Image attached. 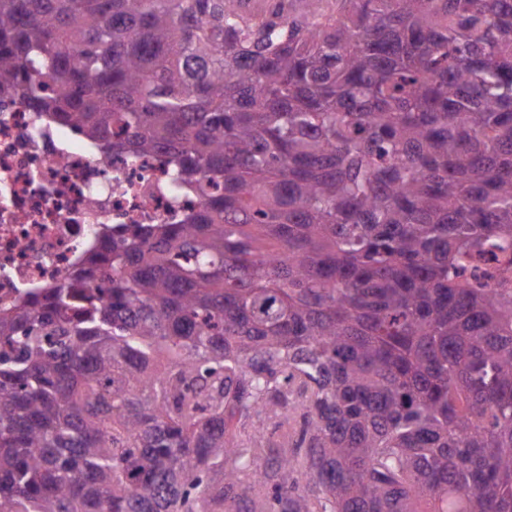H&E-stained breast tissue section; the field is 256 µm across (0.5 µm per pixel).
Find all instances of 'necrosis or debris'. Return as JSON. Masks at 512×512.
Segmentation results:
<instances>
[{"instance_id":"4bbe7bcc","label":"necrosis or debris","mask_w":512,"mask_h":512,"mask_svg":"<svg viewBox=\"0 0 512 512\" xmlns=\"http://www.w3.org/2000/svg\"><path fill=\"white\" fill-rule=\"evenodd\" d=\"M155 160L128 162L0 91V308L54 285L112 224H174L200 203L172 197Z\"/></svg>"}]
</instances>
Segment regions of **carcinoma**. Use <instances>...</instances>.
I'll use <instances>...</instances> for the list:
<instances>
[{"mask_svg":"<svg viewBox=\"0 0 512 512\" xmlns=\"http://www.w3.org/2000/svg\"><path fill=\"white\" fill-rule=\"evenodd\" d=\"M0 88L203 197L0 309V512H512V0H0Z\"/></svg>","mask_w":512,"mask_h":512,"instance_id":"1","label":"carcinoma"}]
</instances>
